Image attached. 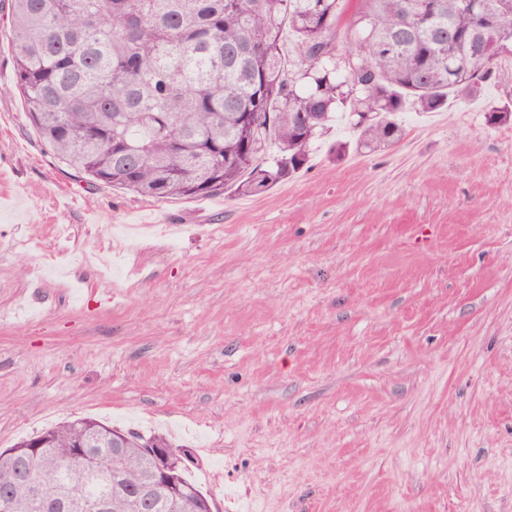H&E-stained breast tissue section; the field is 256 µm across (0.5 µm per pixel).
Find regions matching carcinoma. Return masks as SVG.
I'll return each instance as SVG.
<instances>
[{"label": "carcinoma", "instance_id": "obj_1", "mask_svg": "<svg viewBox=\"0 0 512 512\" xmlns=\"http://www.w3.org/2000/svg\"><path fill=\"white\" fill-rule=\"evenodd\" d=\"M296 37L300 70L283 53ZM13 82L27 119L56 157L89 179L156 200L205 197L227 189L260 192L303 168L310 146L347 109L364 148L392 144L396 115L464 102L499 78L496 61L512 54V0H10ZM351 46L344 68L336 59ZM491 125L512 107L490 104ZM280 156L261 167L268 145ZM95 434L93 449L120 453L127 496L172 448L92 418L37 434L46 448L25 458L0 452V492L14 512H62L60 502H93L110 471L87 470L73 443ZM168 467L171 482L200 512L214 500ZM40 499L28 494V482ZM109 512H187L166 500L128 506L114 495Z\"/></svg>", "mask_w": 512, "mask_h": 512}]
</instances>
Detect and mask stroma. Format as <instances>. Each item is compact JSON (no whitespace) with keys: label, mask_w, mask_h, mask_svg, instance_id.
Masks as SVG:
<instances>
[{"label":"stroma","mask_w":512,"mask_h":512,"mask_svg":"<svg viewBox=\"0 0 512 512\" xmlns=\"http://www.w3.org/2000/svg\"><path fill=\"white\" fill-rule=\"evenodd\" d=\"M497 69L394 145L341 111L262 193L155 200L58 161L0 29V451L91 417L207 449L189 478L234 512H512Z\"/></svg>","instance_id":"stroma-1"}]
</instances>
